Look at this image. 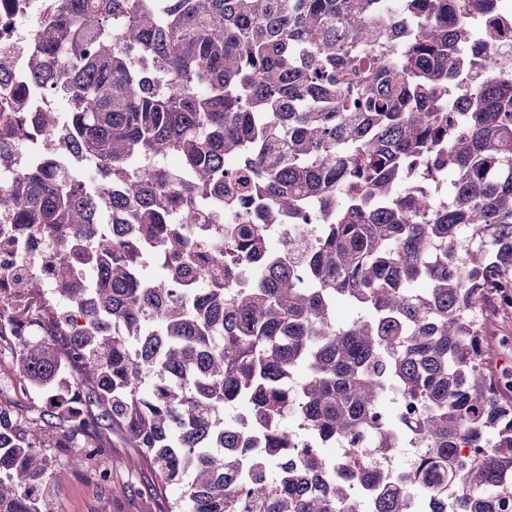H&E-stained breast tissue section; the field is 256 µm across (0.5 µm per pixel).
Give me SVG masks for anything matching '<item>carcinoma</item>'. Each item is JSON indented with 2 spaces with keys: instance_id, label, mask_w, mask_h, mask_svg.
Segmentation results:
<instances>
[{
  "instance_id": "1",
  "label": "carcinoma",
  "mask_w": 512,
  "mask_h": 512,
  "mask_svg": "<svg viewBox=\"0 0 512 512\" xmlns=\"http://www.w3.org/2000/svg\"><path fill=\"white\" fill-rule=\"evenodd\" d=\"M487 2H49L28 88L0 98V166L56 149L0 214L76 246L52 292L11 278L0 317L41 333L20 378L73 367L84 409L0 408V512H45L49 433L74 468L118 437L158 491L184 484L166 512H504L512 369L486 311L512 312V54L475 81L461 54L497 50ZM443 174L440 197L408 187ZM306 199L320 241L286 260L270 227ZM212 201L232 223L190 237ZM411 434L391 478L325 454Z\"/></svg>"
}]
</instances>
